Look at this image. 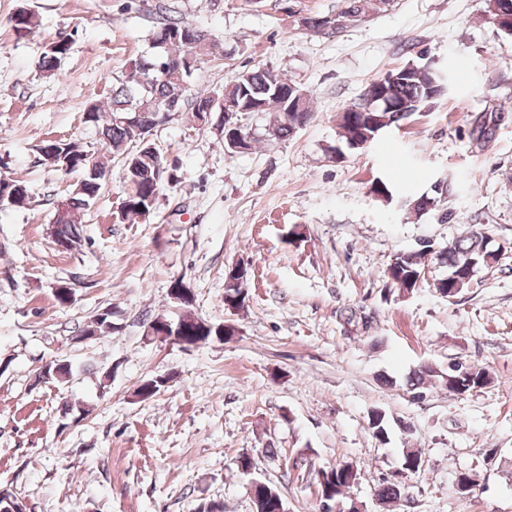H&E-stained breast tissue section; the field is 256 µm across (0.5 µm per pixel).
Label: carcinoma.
I'll use <instances>...</instances> for the list:
<instances>
[{"mask_svg":"<svg viewBox=\"0 0 512 512\" xmlns=\"http://www.w3.org/2000/svg\"><path fill=\"white\" fill-rule=\"evenodd\" d=\"M151 53L141 56L132 62L134 78L117 82L112 89L111 101L106 106L96 108L86 123L93 126L100 142L109 155L118 156L123 163V179L129 187L125 194L128 204L121 215V219L142 216L153 208L156 198L162 188V181L158 179V166L156 154L146 150L141 145V134L131 125L115 122L117 117H132L142 111L151 102L163 101L174 93L181 91L189 83L192 75L188 69L177 63V60L186 55L200 58L207 53L212 40L211 34L200 27L191 26L174 19L167 20L157 28L151 38ZM70 46L68 42L61 41L51 50H45L41 57L40 67L46 73L58 69V61L67 55ZM172 57L175 62L165 70L162 80L150 82L146 75L153 67ZM444 72L433 65L407 64L387 72L380 77L383 84L373 80L369 84L368 96L374 97L378 91H383L386 97L377 102V107L370 112H357L345 107L338 113L339 128L342 137L350 148H355L354 142L361 139L375 141L386 130L400 125L413 116L406 108L412 100H423L433 93V88L442 84ZM278 79L284 85L292 84L288 78L266 66H256L242 71L231 78L219 90L224 97V103L236 109V112H262L270 116L265 136L270 140H282L298 129L308 125L314 116L311 103H306L305 111L294 112L290 115L280 111L278 100L274 96L272 79ZM189 106L192 117L201 114L219 113V107L213 104L210 91H198L188 98L180 101V106ZM59 151L63 152L68 163L58 161L54 166L65 168V173L79 175L77 184L81 191L77 193L65 214L53 217L52 224L57 229L58 237L73 244L77 250L82 245V234L79 227L78 215L88 209L98 198L103 188L104 180L95 175V172L108 168V160L104 156L82 151L67 141H60ZM29 198L28 187L15 182V188L4 194L3 204L21 207ZM491 249L488 236L475 232L457 239L450 245L434 251L432 246L424 244L420 249L402 253L394 258L390 264L389 278L403 290L409 292L418 287L420 275L426 267V259L432 257L437 263L448 267V276L438 280L436 290L441 294H449L450 289H461L467 282L457 281L456 275L470 267L476 268L485 264V256ZM240 275L235 271L225 273L224 294L236 296L227 308L242 307L247 293L243 286L237 282ZM198 316L193 313L191 306H186V312L174 319L180 323L181 336L185 341L197 344L201 341L221 339L227 332L219 331L211 323L204 327L197 322ZM466 374L456 381L442 379L448 391L461 394L480 388L490 383L491 378L487 371L471 366H462ZM368 425L374 436L380 441L388 437V419L384 411L375 409L368 415ZM318 477L324 481L317 482L318 494H331L340 499L344 491L350 487V482L336 477V468L318 472ZM267 495L260 497L254 504L255 512H278V507L285 503L277 489L271 484H264ZM404 485L396 478L385 479L377 490V496L383 504H390L402 496Z\"/></svg>","mask_w":512,"mask_h":512,"instance_id":"obj_1","label":"carcinoma"}]
</instances>
